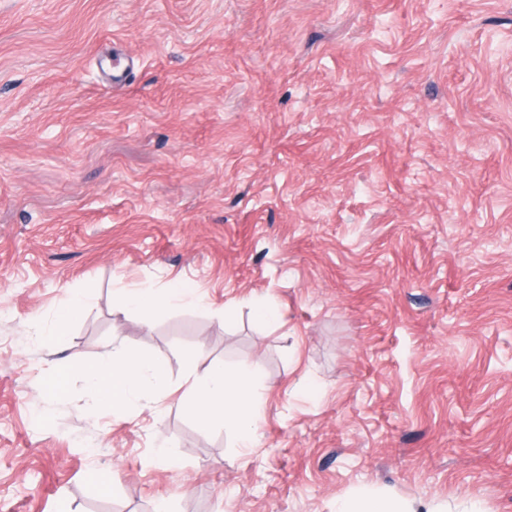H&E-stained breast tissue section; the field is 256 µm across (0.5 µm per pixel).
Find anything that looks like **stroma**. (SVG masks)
Here are the masks:
<instances>
[{
	"mask_svg": "<svg viewBox=\"0 0 512 512\" xmlns=\"http://www.w3.org/2000/svg\"><path fill=\"white\" fill-rule=\"evenodd\" d=\"M115 337L165 394L96 410ZM193 345L254 367L256 447L182 406ZM363 491L512 512V0H0V512ZM119 300L127 309L147 310L149 308L182 302L191 298L186 288H131L123 289ZM88 304V297L83 293L72 292L69 297L64 299L55 312L54 331L56 336L63 332L72 318L82 312Z\"/></svg>",
	"mask_w": 512,
	"mask_h": 512,
	"instance_id": "stroma-1",
	"label": "stroma"
}]
</instances>
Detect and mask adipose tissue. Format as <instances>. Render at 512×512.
I'll use <instances>...</instances> for the list:
<instances>
[{"label": "adipose tissue", "instance_id": "ef3b65f1", "mask_svg": "<svg viewBox=\"0 0 512 512\" xmlns=\"http://www.w3.org/2000/svg\"><path fill=\"white\" fill-rule=\"evenodd\" d=\"M84 373L90 396L116 407L149 398L166 380L162 361L139 357L120 346L85 366ZM250 377L248 370L221 365L207 367L200 376L192 372L182 402L197 414L202 430L224 426L235 433L240 447H251L262 417L258 394L248 384Z\"/></svg>", "mask_w": 512, "mask_h": 512}]
</instances>
